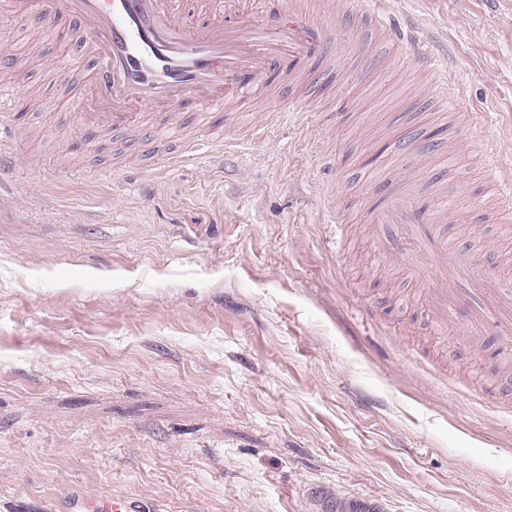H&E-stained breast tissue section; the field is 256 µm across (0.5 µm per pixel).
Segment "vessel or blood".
<instances>
[{
    "instance_id": "1",
    "label": "vessel or blood",
    "mask_w": 512,
    "mask_h": 512,
    "mask_svg": "<svg viewBox=\"0 0 512 512\" xmlns=\"http://www.w3.org/2000/svg\"><path fill=\"white\" fill-rule=\"evenodd\" d=\"M307 0H291L299 28L278 27L276 17L257 23L236 14L238 0H197L199 20L186 25L177 0H0V16L15 23L39 17L50 31L67 19L77 37L76 54L62 71L72 84L85 86L88 105L80 114L90 133H133L128 147L154 143L158 125L179 126L216 116L234 121L252 109V99L277 92L289 110L304 103L317 77L310 62L334 50L335 26L307 9ZM17 97L14 85L0 82V153L16 129L9 116ZM483 177L495 190V215L512 220V172L486 150ZM368 209V221L382 227L376 245L393 249L410 244L420 260L410 271L423 289L433 321L446 325L458 308L468 311L470 331L496 329L503 348H512V284L487 280L477 263L463 261L448 242L447 211L431 215L416 183L404 181L380 190ZM93 512H139L138 502L113 495L93 501Z\"/></svg>"
}]
</instances>
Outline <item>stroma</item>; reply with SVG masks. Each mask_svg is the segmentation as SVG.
Segmentation results:
<instances>
[{"label": "stroma", "mask_w": 512, "mask_h": 512, "mask_svg": "<svg viewBox=\"0 0 512 512\" xmlns=\"http://www.w3.org/2000/svg\"><path fill=\"white\" fill-rule=\"evenodd\" d=\"M370 8L379 24L338 28L382 67L338 50L306 111L269 98L182 144L159 131L152 168L86 132L79 90L52 80L68 21L0 19L24 134L0 185V512L114 492L146 512H512V352L459 320L436 331L414 256L374 245L361 179L382 144L439 135L447 86L462 162L441 197L467 207L448 236L512 278L474 166L492 146L512 170V0ZM415 42L430 76L402 58Z\"/></svg>", "instance_id": "stroma-1"}]
</instances>
